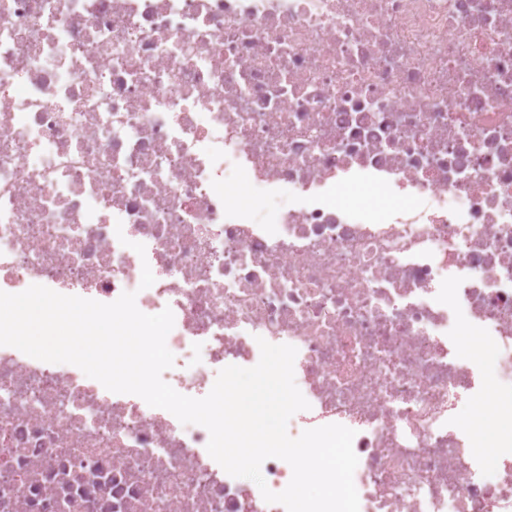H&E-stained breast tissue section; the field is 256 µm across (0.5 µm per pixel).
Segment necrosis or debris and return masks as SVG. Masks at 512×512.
<instances>
[{"label":"necrosis or debris","instance_id":"4bbe7bcc","mask_svg":"<svg viewBox=\"0 0 512 512\" xmlns=\"http://www.w3.org/2000/svg\"><path fill=\"white\" fill-rule=\"evenodd\" d=\"M33 280L171 309L188 397L296 347L291 431L354 430L360 512H512L455 352L512 419V0H0V291ZM208 441L0 346V512H286ZM491 349L492 355L486 346H484L483 344L479 345L477 340L473 338L467 339L463 345L464 353L468 356H471L472 358L475 357L478 360L484 362H488L492 358V360L487 364H481L473 361L479 367L483 379L488 388H494L497 381V365L496 361L493 359V356H495V354L494 349ZM486 400L484 397L482 400H471L467 405H465L461 418L466 422H468L472 432L471 433V446L484 454L487 457L494 456L495 448H491V441L495 434V432L501 430V426L496 422L495 419L489 418L485 415L481 409H478L475 413L470 415L476 405L477 402ZM487 401V400H486ZM470 415V416H469ZM469 417V418H468ZM468 418V419H467ZM469 428V429H470ZM473 438H474V448H473ZM475 453H477L474 450ZM480 455L479 453H477Z\"/></svg>","mask_w":512,"mask_h":512}]
</instances>
